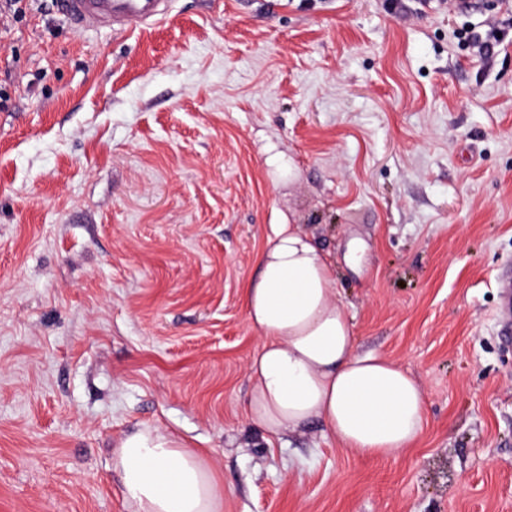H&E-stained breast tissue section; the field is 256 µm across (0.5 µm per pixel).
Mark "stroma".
<instances>
[{"label": "stroma", "mask_w": 512, "mask_h": 512, "mask_svg": "<svg viewBox=\"0 0 512 512\" xmlns=\"http://www.w3.org/2000/svg\"><path fill=\"white\" fill-rule=\"evenodd\" d=\"M480 2L170 0L83 33L32 8L0 35V512H131L112 456L144 427L209 459L224 512H512V21ZM491 19L486 61L459 34ZM276 224L329 252L358 351L422 384L411 448L248 421Z\"/></svg>", "instance_id": "stroma-1"}]
</instances>
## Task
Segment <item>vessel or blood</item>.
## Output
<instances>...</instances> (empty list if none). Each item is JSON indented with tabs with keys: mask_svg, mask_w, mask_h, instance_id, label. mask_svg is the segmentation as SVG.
Returning a JSON list of instances; mask_svg holds the SVG:
<instances>
[{
	"mask_svg": "<svg viewBox=\"0 0 512 512\" xmlns=\"http://www.w3.org/2000/svg\"><path fill=\"white\" fill-rule=\"evenodd\" d=\"M58 7L78 31L114 25L136 28L165 14V0H59Z\"/></svg>",
	"mask_w": 512,
	"mask_h": 512,
	"instance_id": "1",
	"label": "vessel or blood"
}]
</instances>
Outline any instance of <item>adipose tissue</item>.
Returning a JSON list of instances; mask_svg holds the SVG:
<instances>
[{"label":"adipose tissue","mask_w":512,"mask_h":512,"mask_svg":"<svg viewBox=\"0 0 512 512\" xmlns=\"http://www.w3.org/2000/svg\"><path fill=\"white\" fill-rule=\"evenodd\" d=\"M337 295L327 252L300 225H276L244 290L262 339L247 366V417L272 439L315 424L358 454L395 455L423 431L425 390L392 360L357 351ZM114 466L133 512H224L211 463L158 429L124 438Z\"/></svg>","instance_id":"adipose-tissue-1"}]
</instances>
